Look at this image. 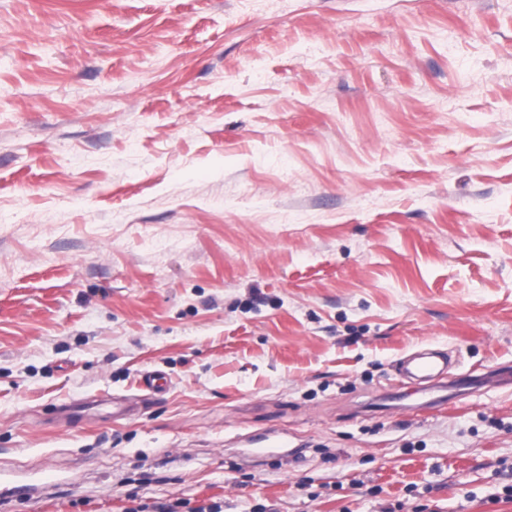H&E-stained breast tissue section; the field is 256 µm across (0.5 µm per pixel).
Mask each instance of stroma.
<instances>
[{"label": "stroma", "instance_id": "stroma-1", "mask_svg": "<svg viewBox=\"0 0 512 512\" xmlns=\"http://www.w3.org/2000/svg\"><path fill=\"white\" fill-rule=\"evenodd\" d=\"M422 348L512 363V0H0V512H512ZM401 369L413 377H431V372L435 369V362L427 360V356L420 352L411 354L401 360Z\"/></svg>", "mask_w": 512, "mask_h": 512}]
</instances>
